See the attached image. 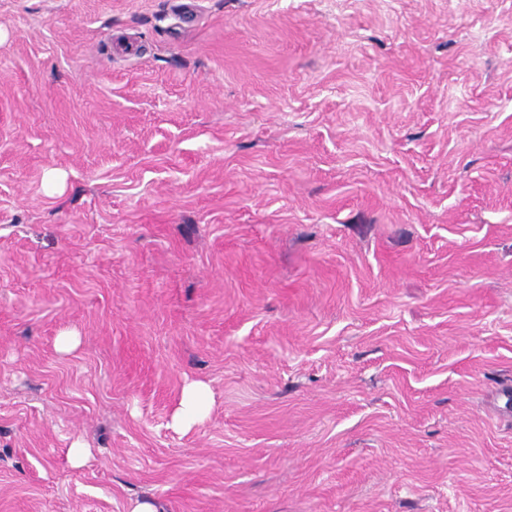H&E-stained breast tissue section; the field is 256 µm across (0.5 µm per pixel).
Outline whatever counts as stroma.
Here are the masks:
<instances>
[{
    "label": "stroma",
    "instance_id": "stroma-1",
    "mask_svg": "<svg viewBox=\"0 0 512 512\" xmlns=\"http://www.w3.org/2000/svg\"><path fill=\"white\" fill-rule=\"evenodd\" d=\"M135 499L512 512V0H0V512ZM213 397L210 388L201 382L188 384L182 393L174 424L179 428H191L205 421L210 414Z\"/></svg>",
    "mask_w": 512,
    "mask_h": 512
}]
</instances>
